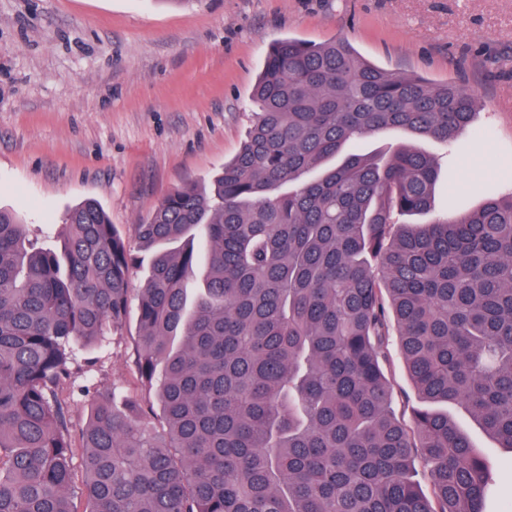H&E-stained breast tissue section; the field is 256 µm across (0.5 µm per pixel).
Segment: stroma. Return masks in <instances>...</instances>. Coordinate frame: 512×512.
Wrapping results in <instances>:
<instances>
[{"label": "stroma", "instance_id": "1", "mask_svg": "<svg viewBox=\"0 0 512 512\" xmlns=\"http://www.w3.org/2000/svg\"><path fill=\"white\" fill-rule=\"evenodd\" d=\"M347 39L392 73L453 81L476 95L486 134L459 138L443 165L474 209L512 189V0H0V208L58 233L75 204L97 200L119 230L176 189L205 186L243 143L251 92L279 38ZM136 317L94 357L77 352V384L143 390L133 372ZM385 374L399 416L419 400L399 346ZM448 414L499 469L512 499V450L461 406Z\"/></svg>", "mask_w": 512, "mask_h": 512}]
</instances>
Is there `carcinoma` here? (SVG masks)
I'll return each mask as SVG.
<instances>
[{"instance_id":"obj_1","label":"carcinoma","mask_w":512,"mask_h":512,"mask_svg":"<svg viewBox=\"0 0 512 512\" xmlns=\"http://www.w3.org/2000/svg\"><path fill=\"white\" fill-rule=\"evenodd\" d=\"M244 143L120 232L88 199L61 246L0 209V512H485L488 458L448 419L392 410L390 323L422 402H458L512 449V192L435 209L479 98L365 62L343 38L275 42ZM152 252L134 366L74 447L73 352L122 334L126 239ZM377 262L374 274L371 262ZM421 461L431 495L415 480Z\"/></svg>"}]
</instances>
